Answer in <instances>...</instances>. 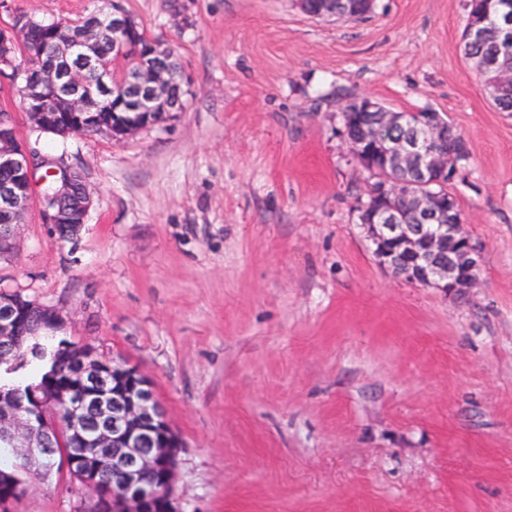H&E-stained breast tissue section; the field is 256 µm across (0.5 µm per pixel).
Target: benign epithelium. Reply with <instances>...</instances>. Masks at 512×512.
Listing matches in <instances>:
<instances>
[{
    "instance_id": "obj_1",
    "label": "benign epithelium",
    "mask_w": 512,
    "mask_h": 512,
    "mask_svg": "<svg viewBox=\"0 0 512 512\" xmlns=\"http://www.w3.org/2000/svg\"><path fill=\"white\" fill-rule=\"evenodd\" d=\"M112 37L122 41L135 33L129 16L117 3L106 15ZM25 30L16 19L0 27V77L16 79L11 48L24 41ZM89 38L59 45L57 53L89 65ZM158 42L149 39L143 62L129 78L135 94L124 96L120 108L136 113L128 120L115 111L108 129L124 138L155 124L156 119L182 111L180 100L168 94V74L150 62ZM478 71L494 74L485 86L493 97L512 88V47L506 45L493 58L476 64ZM33 127L68 138L100 125L101 103L84 93L76 74L61 70L52 78V94L68 103L65 113L46 112L47 91L38 86L18 89ZM343 111L360 114L375 127L374 139L346 128L345 142L355 158L373 143L376 159L364 160L376 184L367 200L357 206L361 226L377 263L392 274L422 286L438 288L463 300L478 283L483 248L464 232L462 215L450 198L433 189L447 184L457 173L458 156L467 148L452 123L433 110L418 111L419 127L396 137L407 123V113L394 112L367 95L345 102ZM51 193L43 196L42 219L61 238H72L86 224L91 195L79 172L60 162ZM38 166L35 153L19 138L14 115L0 113V169L12 178L0 183V254L12 248L11 228L21 222L33 194ZM62 317L55 309L13 294L0 296V365L10 362L15 342L35 332L56 327ZM41 424L33 425L30 406L16 390L0 387V449L13 467L31 475L21 486L28 491L38 481L69 472L74 483L90 497L89 512L100 510V490L112 475V512H177L172 485L179 437L164 406L156 398L152 381L126 362L103 364L83 350L68 377L52 384L36 398Z\"/></svg>"
}]
</instances>
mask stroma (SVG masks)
<instances>
[{
  "mask_svg": "<svg viewBox=\"0 0 512 512\" xmlns=\"http://www.w3.org/2000/svg\"><path fill=\"white\" fill-rule=\"evenodd\" d=\"M177 53L186 107L136 134L32 129L93 192L61 240L33 196L0 292L149 377L179 436L178 512H512V113L461 52L466 0H377L360 20L296 0H120ZM92 0H5L50 22ZM355 92L430 108L463 136L453 186L484 249L462 302L382 268L358 223L370 182L341 134ZM58 478L12 512H81Z\"/></svg>",
  "mask_w": 512,
  "mask_h": 512,
  "instance_id": "1",
  "label": "stroma"
}]
</instances>
